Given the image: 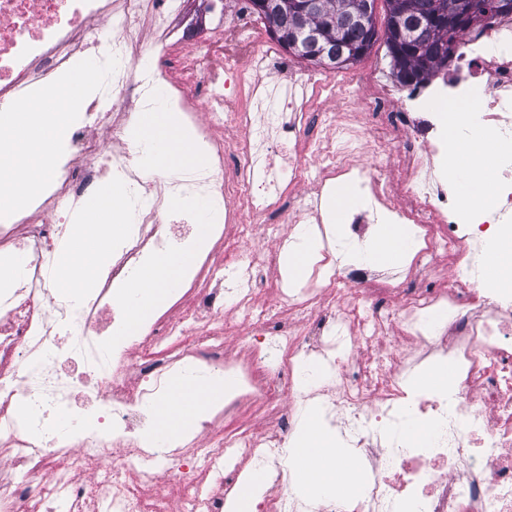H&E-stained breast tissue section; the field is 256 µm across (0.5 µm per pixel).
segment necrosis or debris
Masks as SVG:
<instances>
[{
  "label": "necrosis or debris",
  "instance_id": "obj_1",
  "mask_svg": "<svg viewBox=\"0 0 512 512\" xmlns=\"http://www.w3.org/2000/svg\"><path fill=\"white\" fill-rule=\"evenodd\" d=\"M155 6L156 0H0L1 104L50 91L57 75L86 63L97 39L90 20H109L117 29L98 58L101 88L72 129L37 209L76 214L110 172L140 201L135 224L112 247V265L75 302L57 297L51 278L70 224H46L24 211L0 218V263L15 270L12 287L0 290V445L10 450L0 460V512H227L245 459L268 463L259 512H512V288L482 284L474 263L497 238L512 237V16L481 17L457 42L456 71L440 81L405 92L386 83L368 96L370 73L355 78L363 111L377 113L388 132L408 130L411 113L428 111L430 101L441 108L438 136L408 139L407 177L397 186L358 161L363 150L381 153L379 141L362 144L351 129L332 138L309 135L318 83L299 77L291 60L246 28V0H227L225 36L238 62L232 74L214 65L211 46L197 44L177 80L154 48L134 41L138 19ZM268 58L288 78L263 89L251 75ZM202 74L214 85L232 77L236 88L230 98L211 99L207 126L197 120ZM162 96L194 128L211 161L172 166L148 185L130 130L139 110ZM107 98L139 108L105 112ZM448 109L492 133L509 162L496 181L498 211L464 205L456 180L443 177L456 159L445 131ZM214 125L241 131L234 156L212 136ZM306 156L318 162V190L343 177L363 191L366 206L353 224L416 225L420 250L435 272L447 274L446 285L416 290L393 275L356 279L354 266L334 261L332 235L320 222L311 229L322 245L312 279L300 287L278 284L289 321L270 323L257 309V260L245 247L227 265L209 267L208 287L178 319L151 312L137 331H126L124 299L136 271L187 238L168 222L162 197L207 199L240 222V241H249L260 223L282 247L283 197ZM324 291L345 294L343 307L323 305ZM227 306L249 324L252 351L266 364L262 377L244 372L237 392L206 407L193 456L144 439L140 431L155 423L174 374L191 367L223 377V339L213 322ZM397 325L414 345L409 353L385 344ZM441 360L456 373L447 395L413 391L409 376ZM330 390L341 434L368 462V476L356 497L305 502L287 486L282 460L309 402ZM77 391L94 405L95 427L76 419L54 427L50 416ZM247 398L279 407L280 416L259 434L211 438L215 418L233 417ZM412 412L433 424L425 445L405 431ZM85 472L92 480L79 482ZM167 474L176 493L160 488Z\"/></svg>",
  "mask_w": 512,
  "mask_h": 512
}]
</instances>
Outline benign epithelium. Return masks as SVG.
Returning <instances> with one entry per match:
<instances>
[{
	"instance_id": "benign-epithelium-1",
	"label": "benign epithelium",
	"mask_w": 512,
	"mask_h": 512,
	"mask_svg": "<svg viewBox=\"0 0 512 512\" xmlns=\"http://www.w3.org/2000/svg\"><path fill=\"white\" fill-rule=\"evenodd\" d=\"M360 7L351 12L349 22L366 28L374 10V0H357ZM254 12L264 21L275 20L267 26L271 38L283 49L306 55L319 65L334 69L347 55L336 50V44L327 38V32L336 26V16L328 10V0H254ZM455 23L462 24L473 17V0H455ZM423 23H397L398 67L404 66L405 50L416 46Z\"/></svg>"
}]
</instances>
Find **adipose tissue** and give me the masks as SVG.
Masks as SVG:
<instances>
[{"mask_svg":"<svg viewBox=\"0 0 512 512\" xmlns=\"http://www.w3.org/2000/svg\"><path fill=\"white\" fill-rule=\"evenodd\" d=\"M100 77L91 67L58 84L46 97L0 111V206L20 208L40 185L52 176L50 157L56 135L64 129L88 90ZM448 135L453 140L460 164H472L463 174L461 195L486 207H494L496 186L490 176L497 166V153L486 134H460L456 117L448 119ZM200 163L186 137L165 134L153 137L144 159L148 173L160 174L174 160ZM130 209L122 188L105 183L97 188L83 207L80 225L68 238L51 272L55 288L71 300L79 299L96 286L101 269L108 261L114 240L125 236ZM416 248L399 227L386 224L373 240L366 258L376 264H396ZM195 261L194 253L177 251L141 266L132 283L128 306V329H135L145 314L172 288L183 271ZM480 279L502 288H512V239L500 241L483 254L478 266ZM229 381L213 382L208 377L184 371L158 407L159 418L173 431L188 429L199 418L205 405L222 398ZM290 461L294 484L311 495L346 489L358 493L361 475L348 464L336 437L323 429L316 417H309L305 428L291 446Z\"/></svg>","mask_w":512,"mask_h":512,"instance_id":"ef3b65f1","label":"adipose tissue"}]
</instances>
